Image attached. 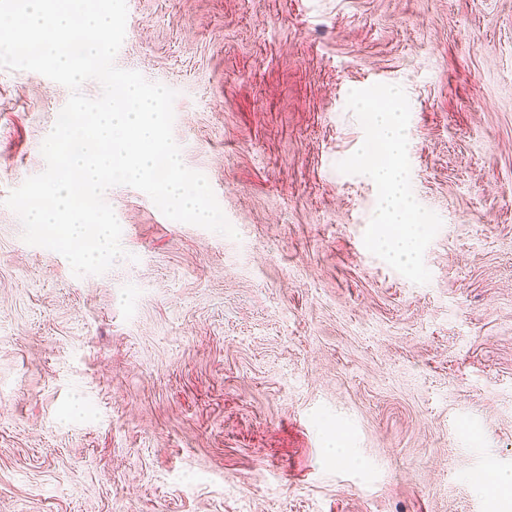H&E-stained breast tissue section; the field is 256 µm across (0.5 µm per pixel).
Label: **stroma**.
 Masks as SVG:
<instances>
[{
    "instance_id": "obj_1",
    "label": "stroma",
    "mask_w": 512,
    "mask_h": 512,
    "mask_svg": "<svg viewBox=\"0 0 512 512\" xmlns=\"http://www.w3.org/2000/svg\"><path fill=\"white\" fill-rule=\"evenodd\" d=\"M119 68L231 239L105 193L124 257L75 277L9 193L71 92L0 67V512H512V0H127ZM410 103L412 283L364 246L350 90Z\"/></svg>"
}]
</instances>
